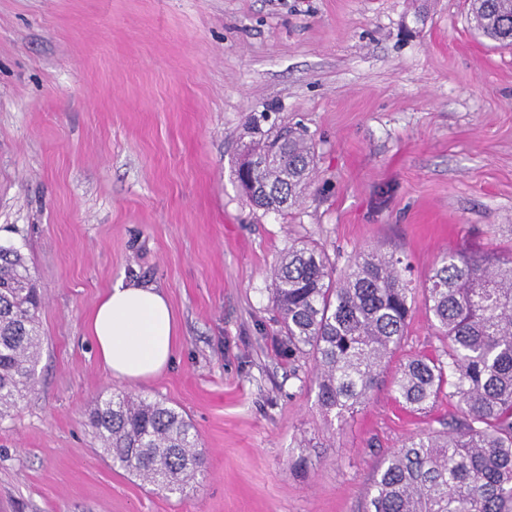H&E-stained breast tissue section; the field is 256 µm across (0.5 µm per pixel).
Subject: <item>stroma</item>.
<instances>
[{"mask_svg":"<svg viewBox=\"0 0 512 512\" xmlns=\"http://www.w3.org/2000/svg\"><path fill=\"white\" fill-rule=\"evenodd\" d=\"M303 126L317 171L288 213L235 176L251 116ZM512 225V48L465 0H0V242L41 297L35 389L0 421V512H363L380 461L438 428L400 363L444 340L416 305L365 406L327 421L313 362L277 346L271 271L312 240L337 270L367 248L423 289L444 251L503 249ZM122 279L161 287L172 364L138 382L99 362L88 318ZM125 392L198 431L186 496L103 455L91 411Z\"/></svg>","mask_w":512,"mask_h":512,"instance_id":"stroma-1","label":"stroma"}]
</instances>
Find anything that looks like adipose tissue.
I'll return each mask as SVG.
<instances>
[{
	"label": "adipose tissue",
	"mask_w": 512,
	"mask_h": 512,
	"mask_svg": "<svg viewBox=\"0 0 512 512\" xmlns=\"http://www.w3.org/2000/svg\"><path fill=\"white\" fill-rule=\"evenodd\" d=\"M100 363L113 378L140 381L162 372L178 340L176 316L156 285L117 282L97 301L88 324Z\"/></svg>",
	"instance_id": "1"
}]
</instances>
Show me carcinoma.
I'll return each mask as SVG.
<instances>
[{
  "label": "carcinoma",
  "mask_w": 512,
  "mask_h": 512,
  "mask_svg": "<svg viewBox=\"0 0 512 512\" xmlns=\"http://www.w3.org/2000/svg\"><path fill=\"white\" fill-rule=\"evenodd\" d=\"M476 30L512 47V0H469ZM267 193L250 198L283 214L315 170V145L288 127L244 146ZM402 260L369 248L336 274L317 244L293 243L272 269L283 352L313 360L326 415L358 412L407 335L417 302ZM422 303L446 345L400 366L393 398L423 412L443 395L456 412L409 438L374 470L366 512H512V247L450 250L432 269ZM39 298L22 254L0 244V420L32 392L41 353ZM91 421L112 464L182 494L203 468L194 425L162 401L114 393Z\"/></svg>",
  "instance_id": "carcinoma-1"
}]
</instances>
